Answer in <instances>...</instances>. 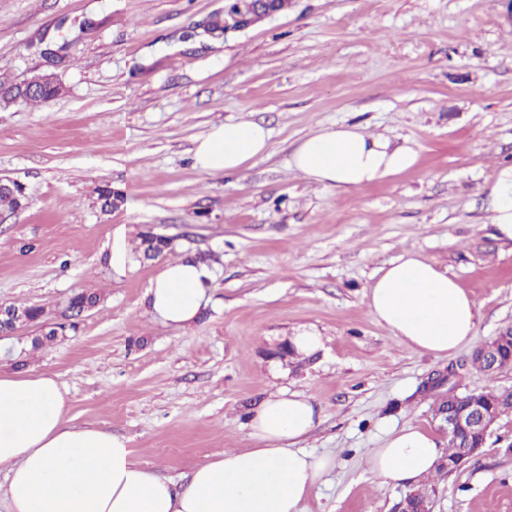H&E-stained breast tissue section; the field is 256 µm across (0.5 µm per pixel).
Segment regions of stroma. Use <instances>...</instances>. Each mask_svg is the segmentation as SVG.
<instances>
[{"mask_svg": "<svg viewBox=\"0 0 512 512\" xmlns=\"http://www.w3.org/2000/svg\"><path fill=\"white\" fill-rule=\"evenodd\" d=\"M225 0H0V80L41 63L38 40L67 43L63 95L0 110V176L27 205L0 218V303L45 306L63 322L73 291L100 304L51 345L35 327L0 339V372L58 375L76 423L128 440L135 460L185 482L227 449L257 447L250 413L296 392L320 410L299 446L335 467L308 512H395L404 486L366 454L406 426L448 435L429 380L455 368L461 391L512 386L473 351L512 324V247L489 234L483 189L512 165V0H288L225 36ZM270 129L267 152L233 177L193 165L212 126ZM358 123L417 153L414 166L354 192L288 166L295 142ZM120 190L102 209L98 190ZM175 237L146 260L145 230ZM432 259L476 304L472 340L435 357L369 313L376 273L403 250ZM117 263H110V255ZM207 267L199 318L161 322L148 287L163 262ZM315 353L275 358L290 337ZM512 414L482 453L424 478L432 512H512Z\"/></svg>", "mask_w": 512, "mask_h": 512, "instance_id": "35a3bbf8", "label": "stroma"}]
</instances>
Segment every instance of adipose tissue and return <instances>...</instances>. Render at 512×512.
Segmentation results:
<instances>
[{
	"label": "adipose tissue",
	"instance_id": "obj_1",
	"mask_svg": "<svg viewBox=\"0 0 512 512\" xmlns=\"http://www.w3.org/2000/svg\"><path fill=\"white\" fill-rule=\"evenodd\" d=\"M271 131L253 121L213 126L198 139L194 165L207 174H238L262 157ZM416 152L359 124L321 128L300 139L289 165L308 181L355 191L412 167ZM494 239L512 245V166L485 188ZM209 278L190 259L166 263L148 288L152 311L184 326L200 313ZM371 316L412 350L445 356L472 337L471 296L415 251L381 268L367 292ZM313 402L298 393L266 398L251 416L255 448L224 451L179 485L140 465L127 439L75 423L57 376L0 374V512H304V503L334 466L329 455L299 449L317 425ZM434 437L407 427L371 449L369 470L396 484L429 474L441 456Z\"/></svg>",
	"mask_w": 512,
	"mask_h": 512
}]
</instances>
